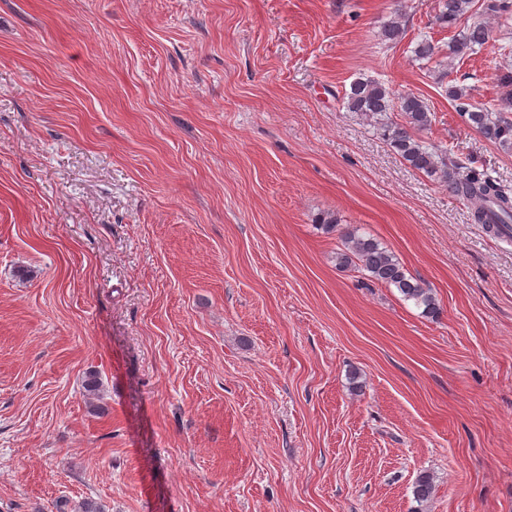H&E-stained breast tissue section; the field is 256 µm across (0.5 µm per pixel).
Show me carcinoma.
Wrapping results in <instances>:
<instances>
[{"mask_svg": "<svg viewBox=\"0 0 512 512\" xmlns=\"http://www.w3.org/2000/svg\"><path fill=\"white\" fill-rule=\"evenodd\" d=\"M472 2L440 0L436 21L443 27L456 24L470 11ZM511 14L512 0H482L480 16L448 43V57L453 60L477 53L491 37L487 20H506ZM405 36V25L399 16L383 27L382 39L388 44L396 45ZM445 94L469 126L488 141L512 150V103L506 101L504 107L496 110L484 107L472 101L465 89L455 84L448 85ZM343 99L348 111L367 118L399 113L401 122H390L384 127V137L398 156L411 168L437 178L448 188L449 195L469 201L472 221L484 225L486 232L495 236L508 233L512 223V186L472 167L466 158L454 154L443 157L431 150L419 137L432 124V112L423 98L406 95L396 99L381 81L357 78L349 84ZM341 238L343 250L336 253L338 265L353 266L371 280L397 289L405 300L421 308L426 317L439 313L431 288L407 274L395 255L380 242L358 234L355 229L346 230ZM434 492L433 476L419 474L413 484L414 499L420 504L427 503Z\"/></svg>", "mask_w": 512, "mask_h": 512, "instance_id": "cac0c4a2", "label": "carcinoma"}]
</instances>
